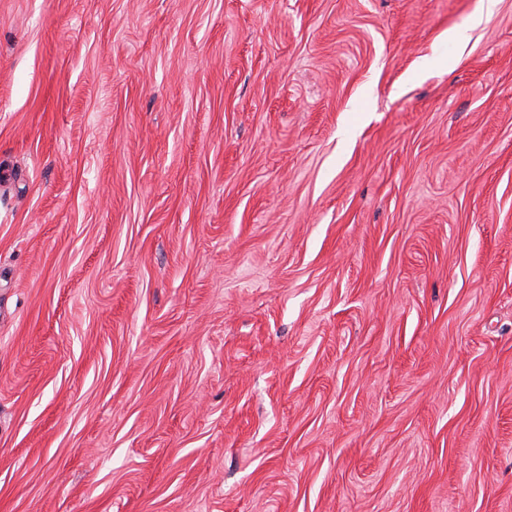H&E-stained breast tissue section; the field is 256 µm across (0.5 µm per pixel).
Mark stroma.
I'll return each mask as SVG.
<instances>
[{"label": "stroma", "mask_w": 512, "mask_h": 512, "mask_svg": "<svg viewBox=\"0 0 512 512\" xmlns=\"http://www.w3.org/2000/svg\"><path fill=\"white\" fill-rule=\"evenodd\" d=\"M0 512H512V0H0Z\"/></svg>", "instance_id": "stroma-1"}]
</instances>
